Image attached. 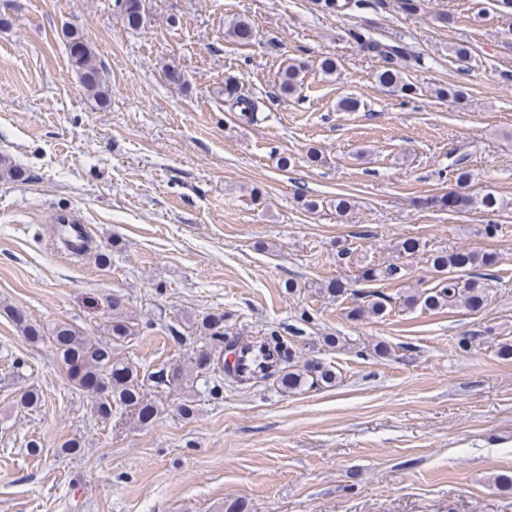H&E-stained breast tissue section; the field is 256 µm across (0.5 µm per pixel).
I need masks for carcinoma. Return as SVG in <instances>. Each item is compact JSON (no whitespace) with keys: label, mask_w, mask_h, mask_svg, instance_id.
I'll list each match as a JSON object with an SVG mask.
<instances>
[{"label":"carcinoma","mask_w":512,"mask_h":512,"mask_svg":"<svg viewBox=\"0 0 512 512\" xmlns=\"http://www.w3.org/2000/svg\"><path fill=\"white\" fill-rule=\"evenodd\" d=\"M317 6L324 12L336 13L342 10L359 7L360 0H317ZM121 11L128 27L136 29L144 19L143 0H121ZM225 36L234 41L246 42L253 36V27L248 20L239 18L228 24ZM69 43L70 61L79 83L95 100L104 103L109 98L101 64L88 45L82 33L77 29L65 32ZM359 46L380 56L385 65L375 74V81L382 87L393 92L406 93L412 90L404 80L400 62L413 60L421 62L420 57L410 54L408 48L401 43H383L369 32L354 34ZM304 67L300 64L290 65L280 73V91L292 97L303 84ZM224 90L228 95L235 96L233 106L241 115L252 119L257 110L256 102L246 96L234 95L233 80L225 82ZM25 172L14 164L9 157L0 156V178L22 180ZM425 204L441 210H458L465 207L495 211L504 206V201L491 193L482 196L445 193L425 200ZM433 269L439 273V283L432 288L407 295L404 304L408 307L420 305L428 310H439L448 306H461L476 311L485 305L487 295L485 284L478 276L467 274L476 268L489 267L495 263L491 253L474 251L437 252L428 258ZM403 277L399 264L372 266L363 269L358 280L372 282L398 280ZM388 308L386 298L373 296L371 299L356 303L348 316L354 320L365 318H382ZM4 313L22 326L23 331L33 342L48 340L66 370L69 380L80 390L94 396L95 412L103 424H108L112 414L133 409L137 421L142 425L154 422L158 409L144 395L146 382L165 385L181 383L193 378V369H201L204 365L213 364L212 372L224 373L221 362H213L212 352H202L195 356L192 366L174 367L170 373L160 370L144 377L138 367L128 359H119L114 354V344L127 340L133 335V322L124 312V305L118 300L112 301V321L109 327L108 340H97L85 335L67 323H58L52 329L45 330L34 325L17 310L5 309ZM202 334L210 337L217 344L224 343V315L210 314L202 318L198 325ZM336 381V372L321 362H307L302 366L292 363L284 366L277 377L278 386L282 391L292 393L305 387L326 386ZM42 402V395L36 388L25 390L17 406L32 410Z\"/></svg>","instance_id":"1"}]
</instances>
